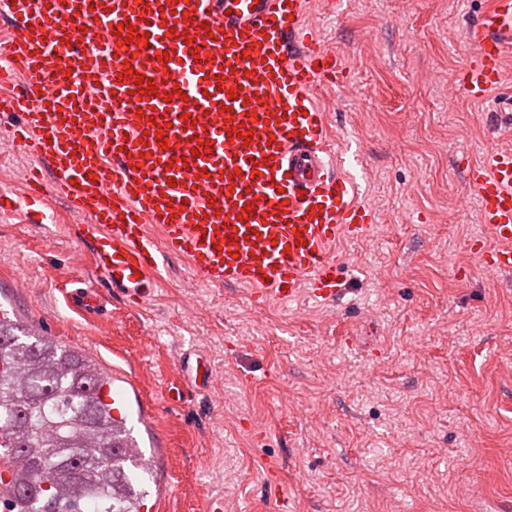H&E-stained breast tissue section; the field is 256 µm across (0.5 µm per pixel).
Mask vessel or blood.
<instances>
[{
  "mask_svg": "<svg viewBox=\"0 0 512 512\" xmlns=\"http://www.w3.org/2000/svg\"><path fill=\"white\" fill-rule=\"evenodd\" d=\"M303 15L304 0H0L13 29L4 51L23 76L15 96L0 98L1 114L21 117L0 124V138H21L50 166L46 176L26 172L30 202L51 194L89 216L78 237L102 288L142 306L174 256L202 283L247 287L262 301L292 299L304 285L321 301L341 295L333 246L375 226L311 101L343 69L306 44ZM126 21L137 39L122 44L114 30ZM464 41V97L512 123L503 90L512 0H489ZM159 51L170 60H156ZM127 68L133 78L120 79ZM138 75L160 94L136 105L129 92ZM244 127L253 131L247 143L238 137ZM205 139L211 152L192 156ZM468 174L479 222L497 244L489 265L511 272L512 152L494 151ZM101 290L76 289L74 305L98 313ZM180 368L187 378L165 401L184 402L208 385L207 369L185 360ZM130 385L119 377L100 385L116 420L131 415Z\"/></svg>",
  "mask_w": 512,
  "mask_h": 512,
  "instance_id": "obj_1",
  "label": "vessel or blood"
}]
</instances>
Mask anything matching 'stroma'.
<instances>
[{
    "label": "stroma",
    "instance_id": "obj_1",
    "mask_svg": "<svg viewBox=\"0 0 512 512\" xmlns=\"http://www.w3.org/2000/svg\"><path fill=\"white\" fill-rule=\"evenodd\" d=\"M485 0H306L304 21L350 80L312 98L333 153L357 151L367 239L336 247L345 291L256 303L208 287L186 261L140 308L110 297L84 318L69 294L94 285L80 218L60 199L53 224L0 216V295L19 320L88 350L135 381L167 451L161 512H512V274L490 270L468 165L512 149V130L458 92L463 29ZM33 157L0 142V191L22 193ZM23 271L26 285H11ZM205 391L160 397L186 354Z\"/></svg>",
    "mask_w": 512,
    "mask_h": 512
}]
</instances>
